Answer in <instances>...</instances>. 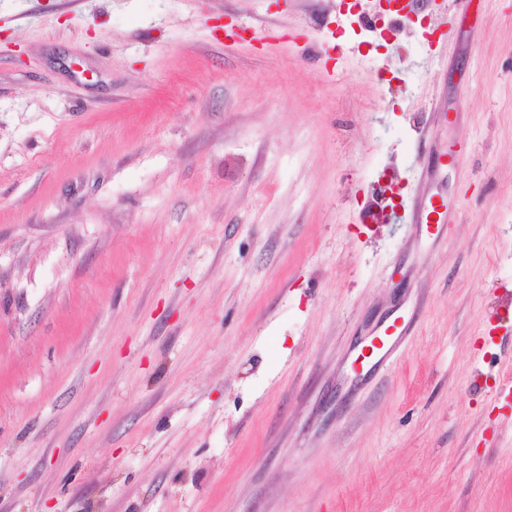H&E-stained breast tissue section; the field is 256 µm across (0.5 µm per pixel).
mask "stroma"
Returning <instances> with one entry per match:
<instances>
[{
    "label": "stroma",
    "mask_w": 512,
    "mask_h": 512,
    "mask_svg": "<svg viewBox=\"0 0 512 512\" xmlns=\"http://www.w3.org/2000/svg\"><path fill=\"white\" fill-rule=\"evenodd\" d=\"M410 4L0 0V512H512V0Z\"/></svg>",
    "instance_id": "35a3bbf8"
}]
</instances>
